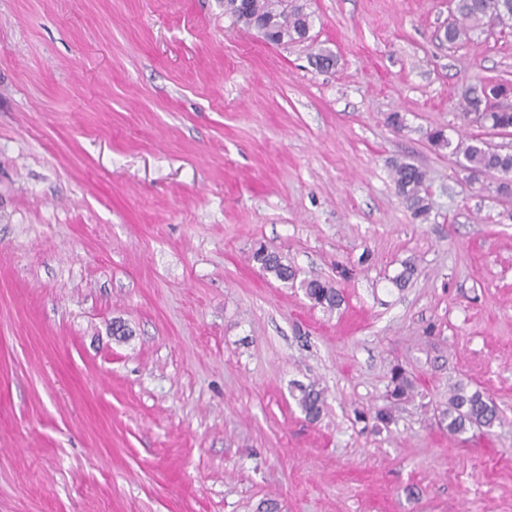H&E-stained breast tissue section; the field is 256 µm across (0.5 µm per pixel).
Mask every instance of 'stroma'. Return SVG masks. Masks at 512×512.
I'll list each match as a JSON object with an SVG mask.
<instances>
[{"mask_svg":"<svg viewBox=\"0 0 512 512\" xmlns=\"http://www.w3.org/2000/svg\"><path fill=\"white\" fill-rule=\"evenodd\" d=\"M307 3L308 41L271 45L224 0H0V512H512V195L427 139L512 149L459 110L488 81L512 102V28L451 45L448 0ZM397 363L418 394L379 432L355 413ZM457 382L500 425L440 427ZM391 168L396 194L415 219L427 221L433 208V200L426 186V172L413 163L400 160L393 161ZM252 259L266 275L286 284L291 283V287L296 286L299 275L297 269L285 263L279 253L269 252L261 246L254 250ZM297 288L303 290L306 297L315 305L328 312L337 309L344 299L341 291L329 281L304 278L299 281ZM297 390L296 400L305 417L310 421L318 420L324 408L323 390L317 389L315 384L300 385Z\"/></svg>","mask_w":512,"mask_h":512,"instance_id":"stroma-1","label":"stroma"}]
</instances>
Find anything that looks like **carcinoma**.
<instances>
[{
    "mask_svg": "<svg viewBox=\"0 0 512 512\" xmlns=\"http://www.w3.org/2000/svg\"><path fill=\"white\" fill-rule=\"evenodd\" d=\"M224 13L232 16L246 30H254L274 45L302 42L309 39L308 30L313 26V15L304 0H224ZM497 23L499 26L512 24V0H455L454 14L445 28L444 39L454 44L469 32ZM500 85L486 84L481 91L472 89L462 94L463 116L471 123H478L494 131L507 132L512 129V105L492 104L490 99L497 96ZM430 143L437 148H448L451 142L441 129L428 134ZM453 147V146H451ZM453 152L463 155L465 169L472 174L496 171L505 176L512 175V154L488 148L484 142L463 144L453 147ZM395 193L402 199L414 218L428 220L433 200L428 192L427 174L419 166L395 160L391 164ZM252 259L263 273L304 291L314 304L328 312L337 309L343 302V295L332 283L316 278L298 279V271L284 262L283 257L259 246L252 253ZM417 273L414 262L401 264V270L389 277V282L399 290L406 288ZM297 403L310 421L320 418L324 408L323 390L316 385L297 387ZM415 382L411 374L397 365L391 371L386 392L387 404L374 410L359 411L357 418L371 421L378 430L387 429L395 422V412L403 404L413 400ZM440 422L447 423L448 434L461 436L472 430L486 433L499 422V412L494 401L479 390L469 391L462 383L450 389L448 408L439 412Z\"/></svg>",
    "mask_w": 512,
    "mask_h": 512,
    "instance_id": "cac0c4a2",
    "label": "carcinoma"
}]
</instances>
